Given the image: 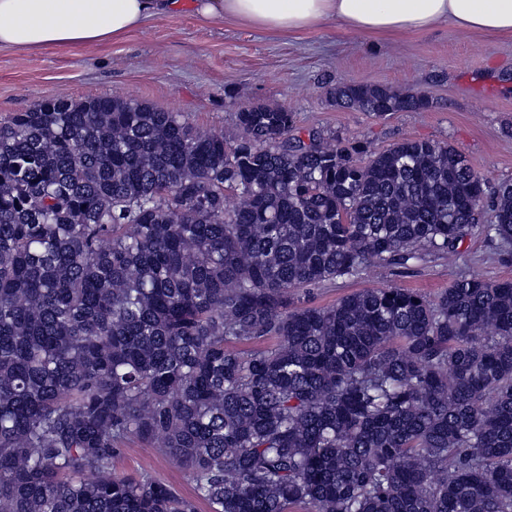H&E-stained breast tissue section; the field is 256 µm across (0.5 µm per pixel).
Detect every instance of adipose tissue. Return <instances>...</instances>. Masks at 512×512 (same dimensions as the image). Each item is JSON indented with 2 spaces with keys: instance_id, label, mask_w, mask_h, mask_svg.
Here are the masks:
<instances>
[{
  "instance_id": "ef3b65f1",
  "label": "adipose tissue",
  "mask_w": 512,
  "mask_h": 512,
  "mask_svg": "<svg viewBox=\"0 0 512 512\" xmlns=\"http://www.w3.org/2000/svg\"><path fill=\"white\" fill-rule=\"evenodd\" d=\"M179 0H0V49L94 48L128 35ZM201 21L227 18L298 33L328 21L359 36L417 32L446 22L512 35V0H193Z\"/></svg>"
}]
</instances>
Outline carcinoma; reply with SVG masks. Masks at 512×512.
<instances>
[{
	"label": "carcinoma",
	"mask_w": 512,
	"mask_h": 512,
	"mask_svg": "<svg viewBox=\"0 0 512 512\" xmlns=\"http://www.w3.org/2000/svg\"><path fill=\"white\" fill-rule=\"evenodd\" d=\"M382 119L420 90L341 84ZM241 136L102 96L0 122V512H512V282L300 292L512 246L446 142L369 154L296 113ZM138 440L194 499L114 472Z\"/></svg>",
	"instance_id": "obj_1"
}]
</instances>
